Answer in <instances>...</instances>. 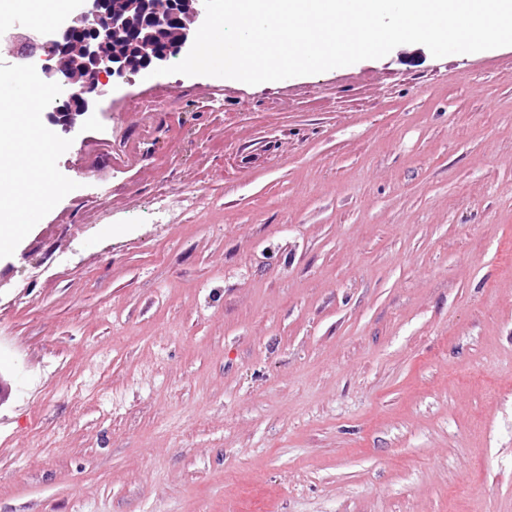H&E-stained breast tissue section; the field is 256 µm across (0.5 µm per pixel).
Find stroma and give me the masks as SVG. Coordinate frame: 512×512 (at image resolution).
<instances>
[{"instance_id":"obj_1","label":"stroma","mask_w":512,"mask_h":512,"mask_svg":"<svg viewBox=\"0 0 512 512\" xmlns=\"http://www.w3.org/2000/svg\"><path fill=\"white\" fill-rule=\"evenodd\" d=\"M0 254V512H512V46L112 80Z\"/></svg>"}]
</instances>
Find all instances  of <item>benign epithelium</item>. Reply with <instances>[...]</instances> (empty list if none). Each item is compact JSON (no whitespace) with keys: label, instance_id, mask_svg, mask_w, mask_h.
Returning a JSON list of instances; mask_svg holds the SVG:
<instances>
[{"label":"benign epithelium","instance_id":"obj_1","mask_svg":"<svg viewBox=\"0 0 512 512\" xmlns=\"http://www.w3.org/2000/svg\"><path fill=\"white\" fill-rule=\"evenodd\" d=\"M204 18L203 0H83L52 36L26 27L0 40V54L19 58L20 42L39 50L42 76L81 101L77 112L58 106L48 113L52 124L72 133L88 114L87 93L103 97L110 79L167 64L189 47Z\"/></svg>","mask_w":512,"mask_h":512}]
</instances>
